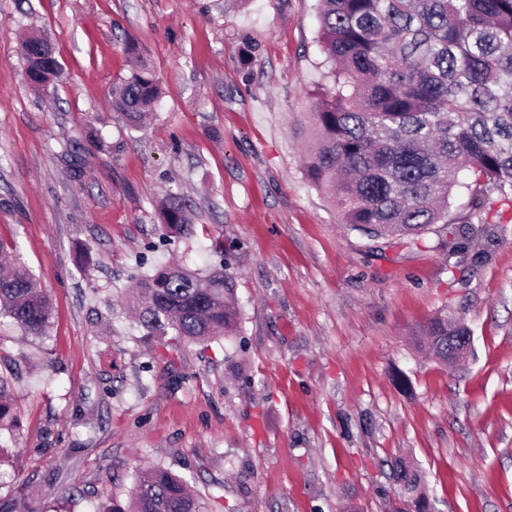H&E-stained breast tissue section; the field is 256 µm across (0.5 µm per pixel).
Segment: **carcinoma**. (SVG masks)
Listing matches in <instances>:
<instances>
[{
  "instance_id": "obj_1",
  "label": "carcinoma",
  "mask_w": 512,
  "mask_h": 512,
  "mask_svg": "<svg viewBox=\"0 0 512 512\" xmlns=\"http://www.w3.org/2000/svg\"><path fill=\"white\" fill-rule=\"evenodd\" d=\"M323 83L312 123L297 128L309 144L308 183L322 191L342 223L398 243H415L434 224L458 251L479 233L512 221V0H319ZM25 47L23 78L40 89L62 79L53 53L33 65ZM161 95L146 66L112 93V110L137 128ZM466 211L448 218L455 190ZM163 238L191 228L177 192L162 201ZM0 315L44 336L52 307L27 266L0 247ZM147 335L174 332L208 341L238 331L233 277L202 276L161 265L133 285ZM434 354L448 361V319L426 328ZM14 401L0 383V431L14 435ZM398 481L426 506L421 478L400 464ZM133 512H206L185 481L159 466L136 471ZM0 512H36L0 494Z\"/></svg>"
}]
</instances>
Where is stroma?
<instances>
[{"label":"stroma","mask_w":512,"mask_h":512,"mask_svg":"<svg viewBox=\"0 0 512 512\" xmlns=\"http://www.w3.org/2000/svg\"><path fill=\"white\" fill-rule=\"evenodd\" d=\"M318 0H0V242L52 305L47 335L0 316L20 427L9 468L38 512L127 505L162 466L208 512H512V223L448 252L350 229L305 179L295 133L324 59ZM47 34L63 79L22 78ZM162 89L129 129L112 90ZM180 192L193 226L161 238ZM223 239V253L212 247ZM165 263L235 281L241 331L145 336L127 288ZM471 331L444 365L418 337ZM434 354L449 364L464 360L469 347V336H456L458 341L451 355H448V336H455V326H448V318L436 317L426 328ZM398 470V481L409 492L416 493V503L426 508V496L421 491V478L412 468L404 463L400 464Z\"/></svg>","instance_id":"obj_1"}]
</instances>
